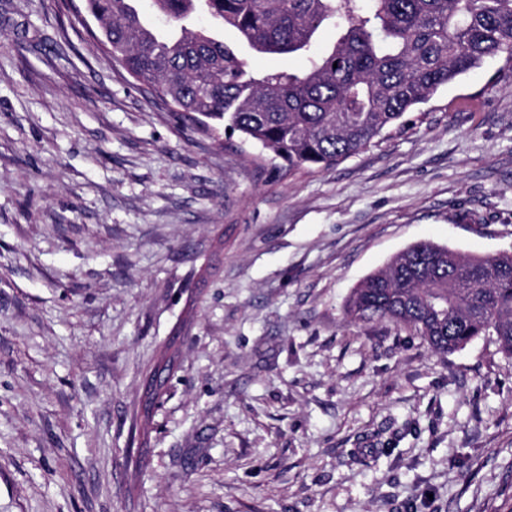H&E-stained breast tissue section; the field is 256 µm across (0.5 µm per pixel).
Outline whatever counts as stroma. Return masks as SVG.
Wrapping results in <instances>:
<instances>
[{
  "instance_id": "obj_1",
  "label": "stroma",
  "mask_w": 512,
  "mask_h": 512,
  "mask_svg": "<svg viewBox=\"0 0 512 512\" xmlns=\"http://www.w3.org/2000/svg\"><path fill=\"white\" fill-rule=\"evenodd\" d=\"M411 118L288 175L159 107L62 0H0V512H505L512 360L345 302L420 241L512 252V69Z\"/></svg>"
}]
</instances>
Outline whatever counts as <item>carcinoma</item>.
I'll return each instance as SVG.
<instances>
[{"instance_id": "1", "label": "carcinoma", "mask_w": 512, "mask_h": 512, "mask_svg": "<svg viewBox=\"0 0 512 512\" xmlns=\"http://www.w3.org/2000/svg\"><path fill=\"white\" fill-rule=\"evenodd\" d=\"M134 0H85L94 37L182 117L269 150L288 170L328 168L488 59L512 63V0H151L177 29L144 24ZM205 14L265 55L305 60L258 77ZM332 25L335 42L316 47ZM355 323L387 322L448 354L488 336L512 359V254L464 256L431 241L396 254L353 289Z\"/></svg>"}]
</instances>
